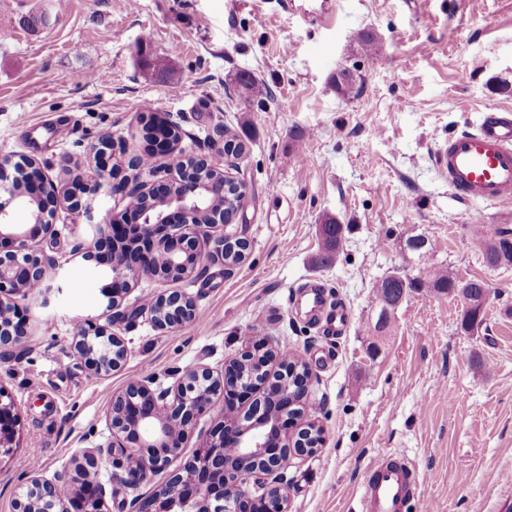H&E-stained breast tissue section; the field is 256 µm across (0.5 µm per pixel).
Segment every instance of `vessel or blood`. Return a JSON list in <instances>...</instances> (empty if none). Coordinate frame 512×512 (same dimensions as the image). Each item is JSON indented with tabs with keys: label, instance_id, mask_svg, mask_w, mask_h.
<instances>
[{
	"label": "vessel or blood",
	"instance_id": "obj_1",
	"mask_svg": "<svg viewBox=\"0 0 512 512\" xmlns=\"http://www.w3.org/2000/svg\"><path fill=\"white\" fill-rule=\"evenodd\" d=\"M437 159L458 198L511 205L512 113L485 112L475 129L449 136ZM424 482V476L403 458L380 456L362 485V512H406Z\"/></svg>",
	"mask_w": 512,
	"mask_h": 512
}]
</instances>
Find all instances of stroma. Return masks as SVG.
<instances>
[{"label":"stroma","mask_w":512,"mask_h":512,"mask_svg":"<svg viewBox=\"0 0 512 512\" xmlns=\"http://www.w3.org/2000/svg\"><path fill=\"white\" fill-rule=\"evenodd\" d=\"M12 0L0 9V157L50 168L54 181L93 182L92 146L120 143L110 163L142 152L149 113L181 126L180 146L225 167L214 144L246 145L231 167L248 196L229 233L247 259L203 260L181 282L197 316L180 332L140 317L123 329L124 367L103 375L76 357L78 320L102 312L105 266L69 260L93 229L58 212V236L40 248L61 259L49 298L29 296L24 346L0 349V388L18 413L15 447L0 456V512H13L32 467L74 477L98 452L108 494L103 512H129L152 491L120 482L108 417L113 392L148 377L155 387L197 366L220 370L246 344L290 350L315 374L308 419L323 445L288 463V512H360L359 495L380 455L397 453L426 477L408 512H505L512 505V266L481 259L473 220L487 234L512 230V205L455 197L435 162L450 134L488 109L512 110V0ZM372 30L380 51L357 35ZM357 69V96L333 78ZM263 83L266 98L240 82ZM338 218L346 243L319 263L318 226ZM431 252L418 259L411 237ZM492 290L482 325L462 328L453 294L409 293L390 314L378 351L369 330L372 287L401 271L427 281L432 268ZM318 280L341 305L347 330L328 334L307 315L302 287Z\"/></svg>","instance_id":"35a3bbf8"}]
</instances>
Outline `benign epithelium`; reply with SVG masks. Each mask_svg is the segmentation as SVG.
I'll use <instances>...</instances> for the list:
<instances>
[{
	"label": "benign epithelium",
	"instance_id": "7a95c632",
	"mask_svg": "<svg viewBox=\"0 0 512 512\" xmlns=\"http://www.w3.org/2000/svg\"><path fill=\"white\" fill-rule=\"evenodd\" d=\"M12 180L13 200L25 208L29 223L16 224L8 207L0 205V241L10 242L11 250L0 255V312L9 316L0 323V347L17 348L27 339L26 315L20 312L18 298H27L31 289L47 293L52 288L58 261L34 246L36 238L54 232L58 212L71 210L91 217L90 201L121 190L129 199L157 196L165 200L158 211H137L132 224L104 221L95 225V237L87 245L78 244L71 256L85 262H99L103 249L107 254L111 286L105 291L103 313L108 323L94 318L78 322L72 346L85 367L97 373L120 369L128 349L116 329L130 325L143 315L164 331H181L196 318V304L186 292L174 290L150 297V302L123 305L119 294L134 278H194L206 257L224 261V245L240 241L234 234L213 233L225 222L233 223L242 200L233 204L228 217L211 214L207 201L224 193V185L214 186L195 180L187 166L170 177L167 170L153 169L154 180L147 186L128 187V179L112 183L116 174L103 169L92 183L58 184L45 167L32 158L15 161L0 158V181ZM186 188L172 189L173 181ZM210 250L204 255L200 242ZM456 295L464 302L463 316L480 315L486 302L474 298L463 287ZM278 365L272 372L270 364ZM299 384V401L287 391L272 393L277 380ZM316 376L304 361L282 364L280 353L267 355L248 347L224 363L216 373L205 366L183 372L165 389H154L151 382L137 379L112 394L109 420L113 434L121 443L112 449V466L124 472L122 481L136 487L154 475L168 473L166 482L153 494L133 502L131 512H285L288 479L285 453L310 456L322 444L319 426L312 421L299 424L286 437L285 422L300 420L304 413L296 408L308 399ZM222 404L221 413L233 410V418H222L210 437L194 450L192 458L172 468L178 459L185 436L197 418ZM13 404L0 402V450L10 448L14 438L16 414ZM235 449L229 456L227 449ZM105 486L98 480H86L75 488L71 479L43 476L34 467L29 472L26 492L14 502V512H67L64 504L76 498L81 512H89L92 503L103 506Z\"/></svg>",
	"mask_w": 512,
	"mask_h": 512
}]
</instances>
